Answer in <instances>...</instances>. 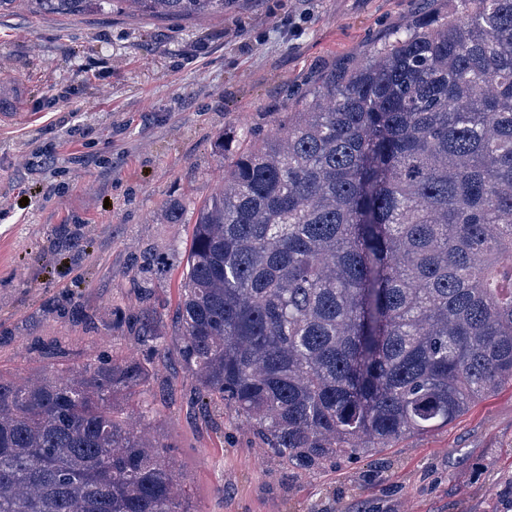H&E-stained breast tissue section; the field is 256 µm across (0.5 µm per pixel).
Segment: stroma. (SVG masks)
<instances>
[{
  "label": "stroma",
  "instance_id": "1",
  "mask_svg": "<svg viewBox=\"0 0 512 512\" xmlns=\"http://www.w3.org/2000/svg\"><path fill=\"white\" fill-rule=\"evenodd\" d=\"M446 0H230L161 21L96 9L0 12V372L142 354L147 311L167 347L141 397L190 512H512V387L443 429L316 471L267 453L222 406L201 410L175 347L190 208L224 176L225 129L264 135L334 70L370 59ZM27 206H20V199ZM186 206L181 223L162 215ZM77 238L79 251L65 248Z\"/></svg>",
  "mask_w": 512,
  "mask_h": 512
}]
</instances>
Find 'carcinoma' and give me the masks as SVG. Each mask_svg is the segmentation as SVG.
Masks as SVG:
<instances>
[{"instance_id": "obj_1", "label": "carcinoma", "mask_w": 512, "mask_h": 512, "mask_svg": "<svg viewBox=\"0 0 512 512\" xmlns=\"http://www.w3.org/2000/svg\"><path fill=\"white\" fill-rule=\"evenodd\" d=\"M128 2L192 20L231 0ZM215 151L224 184L196 210L178 306L201 409L314 471L512 383V0H448L327 75L287 131ZM148 376L109 355L0 374V512H190L161 444L112 402Z\"/></svg>"}]
</instances>
